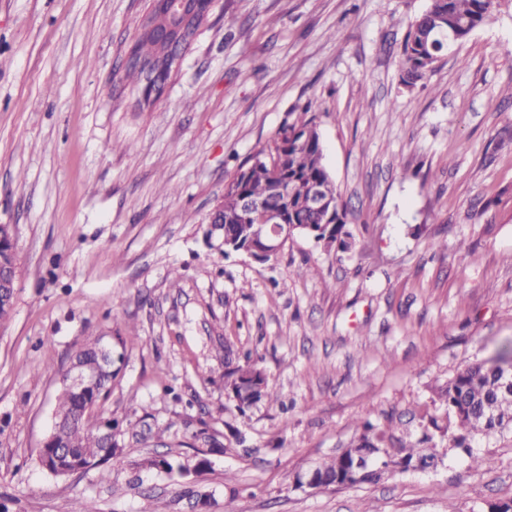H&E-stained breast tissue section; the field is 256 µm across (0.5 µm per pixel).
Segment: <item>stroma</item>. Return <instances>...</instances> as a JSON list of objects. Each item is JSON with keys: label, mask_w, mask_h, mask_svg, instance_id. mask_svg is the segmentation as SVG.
Returning a JSON list of instances; mask_svg holds the SVG:
<instances>
[{"label": "stroma", "mask_w": 512, "mask_h": 512, "mask_svg": "<svg viewBox=\"0 0 512 512\" xmlns=\"http://www.w3.org/2000/svg\"><path fill=\"white\" fill-rule=\"evenodd\" d=\"M428 0H221L163 99L120 81L146 0H0V224L17 229L0 322L5 512H487L512 500V433L476 470L300 488L365 417L416 403L512 340V6L408 89ZM312 118L348 251L225 255L207 218L285 125ZM178 284H171V275ZM128 336L104 418L112 460L57 478L38 454L62 372ZM259 358L277 403L238 411L225 362ZM165 455L185 475L146 469Z\"/></svg>", "instance_id": "stroma-1"}]
</instances>
